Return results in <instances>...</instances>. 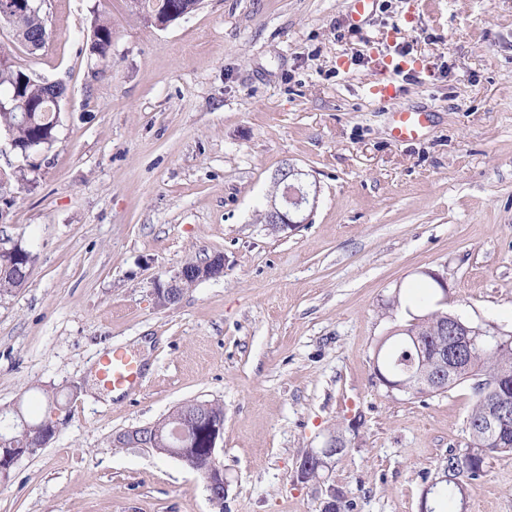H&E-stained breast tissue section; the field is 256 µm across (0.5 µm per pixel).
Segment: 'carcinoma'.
<instances>
[{"mask_svg":"<svg viewBox=\"0 0 512 512\" xmlns=\"http://www.w3.org/2000/svg\"><path fill=\"white\" fill-rule=\"evenodd\" d=\"M198 0H141L140 8L133 9L144 22L154 24L167 22V9L175 8L181 13L196 11ZM0 22L12 27L15 39L28 50L33 51L42 46L40 39L48 33L46 19L39 10L27 12L21 20L15 22L0 14ZM95 41L88 46L90 54L97 60L107 63L112 55V24L99 16L92 24ZM18 93V98L8 105L0 106V131L11 135L21 145L39 143V147H51L56 141V127L52 125L55 112L52 97L54 90L31 77L26 69L10 64L0 67V98ZM31 112V119L24 122L20 119L23 110ZM34 255L25 247L13 250L5 248L0 251V295L8 294L17 288L24 287L30 278ZM439 295L436 281L420 289L409 298L404 310L411 319L403 326V330L392 336V345L379 359L387 372L405 374L411 369L429 373L437 372V366L428 358L420 355L413 342L418 337L427 347H437L447 341L441 335L442 325L447 322L448 312L436 308ZM512 370V331L507 335L497 332L493 326H485L478 345L463 358L455 370V378L448 381L447 388L456 385H473L474 378H495L503 369ZM512 396V378L499 387V391L483 396L474 392L475 401L467 418V428L473 429L483 420L487 400L498 394ZM187 416L198 417L201 424L189 434L188 442L194 448L192 452V468L201 470L210 466L204 450V439L201 430L208 425H219L224 422V407L216 403L199 409L183 404L158 422L154 423V432L163 438L175 421ZM54 436L46 429L39 428L36 421H26L19 425L11 435H0V457L13 455L16 448H44L50 444ZM487 457L475 455L467 458L465 468L468 482L460 486L452 480L437 479L438 489L434 501L433 512H458L464 497V488L470 487L485 474Z\"/></svg>","mask_w":512,"mask_h":512,"instance_id":"cac0c4a2","label":"carcinoma"}]
</instances>
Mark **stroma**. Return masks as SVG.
Returning a JSON list of instances; mask_svg holds the SVG:
<instances>
[{"mask_svg": "<svg viewBox=\"0 0 512 512\" xmlns=\"http://www.w3.org/2000/svg\"><path fill=\"white\" fill-rule=\"evenodd\" d=\"M36 51L0 23V46L65 84L57 140L14 198L0 245L35 263L0 296V408L70 416L0 482V512H321L295 479L302 454L343 432L327 481L352 512H419L424 487L468 439L469 386L410 398L373 376L402 323L393 298L448 284L450 312L512 328V0H378L363 29L347 0H202L165 27L129 0H43ZM109 63L90 58L94 16ZM422 66L395 104L369 93L384 55ZM430 112L391 136V106ZM319 186L308 224L263 221L277 170ZM222 277L168 308L154 289L184 263ZM141 367L129 392L99 381L104 351ZM188 400L224 406L228 492L116 432ZM468 512H512V455L495 454ZM92 33L95 36V41L88 46L90 55L102 63L109 62L112 55V24L101 18L100 16L95 17L92 24Z\"/></svg>", "mask_w": 512, "mask_h": 512, "instance_id": "stroma-1", "label": "stroma"}]
</instances>
